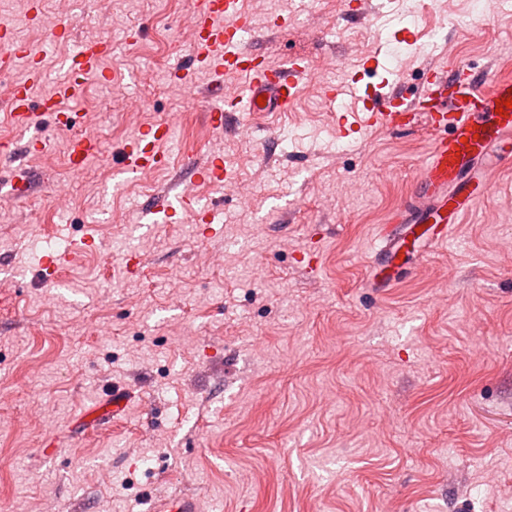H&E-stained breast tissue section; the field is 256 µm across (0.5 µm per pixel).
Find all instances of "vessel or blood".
Listing matches in <instances>:
<instances>
[{"mask_svg":"<svg viewBox=\"0 0 512 512\" xmlns=\"http://www.w3.org/2000/svg\"><path fill=\"white\" fill-rule=\"evenodd\" d=\"M199 4L191 59L209 71L210 95L222 97L224 77L232 73L242 79L232 96L236 109L288 111L309 77L308 64L297 58L275 64L256 54L250 47L252 20L242 0H199ZM111 53L112 46L106 40L80 43L62 63L64 78L37 103L30 90L41 78L38 68H31L14 85L8 104L26 151L36 152L43 146L34 134L38 124L32 104L51 113L56 131H69L75 122L69 102L82 96L89 80L103 78L101 62ZM423 76L416 92L408 94L396 86L371 91L363 98L359 120L349 121L344 114L338 119V129L345 136L369 127L400 131L422 122L432 134L427 160L414 176L425 192L424 198L401 204L392 216V226L379 228L377 253L383 258H395L411 242L447 239L452 226L461 223L480 199L493 193V171L512 163V109L501 114L495 111L497 103L512 100L511 79L475 75L456 56L446 53L426 67ZM170 135L168 121L159 120L128 137L122 146L120 174L166 167L170 157L165 147ZM95 148L92 137L72 138L68 148L72 168L80 169ZM191 209L197 221L206 222L207 208L195 207L186 192L149 200L141 208V218L147 224L169 223ZM129 402L126 391H114L90 411V420L98 425L118 420ZM154 512H200V506L190 495L175 494L159 501Z\"/></svg>","mask_w":512,"mask_h":512,"instance_id":"b4317fda","label":"vessel or blood"}]
</instances>
